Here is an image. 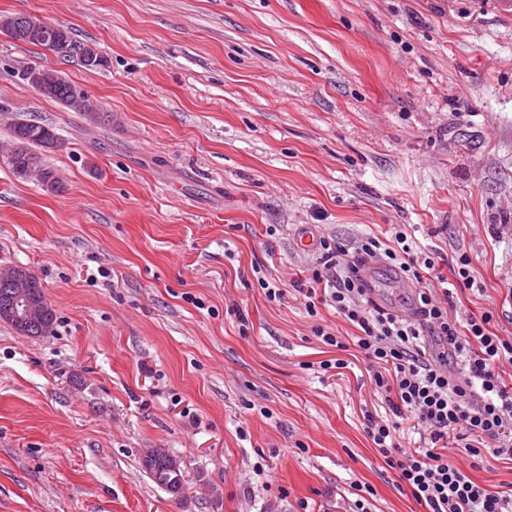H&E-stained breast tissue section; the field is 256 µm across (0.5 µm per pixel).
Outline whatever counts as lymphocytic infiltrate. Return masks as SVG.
<instances>
[{"label": "lymphocytic infiltrate", "mask_w": 512, "mask_h": 512, "mask_svg": "<svg viewBox=\"0 0 512 512\" xmlns=\"http://www.w3.org/2000/svg\"><path fill=\"white\" fill-rule=\"evenodd\" d=\"M318 252L316 268L297 290L309 316L327 304L358 328L348 340L321 325L313 333L324 345L354 347L375 367L376 387L391 395V418H366V433L385 464L426 512H512V489L484 487L447 454L455 439L480 461H512V385L500 373L502 362L512 361V341L492 329L491 313L461 323L446 306L453 297L448 280L473 286L470 258L460 256L448 274L437 273L433 256L416 252L400 227L386 239L364 235L352 251L324 238ZM371 261L417 284L413 318L373 299L364 275ZM407 420L427 432L425 447L402 448L397 434Z\"/></svg>", "instance_id": "f902f5d3"}]
</instances>
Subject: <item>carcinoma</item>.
Here are the masks:
<instances>
[{"instance_id":"1","label":"carcinoma","mask_w":512,"mask_h":512,"mask_svg":"<svg viewBox=\"0 0 512 512\" xmlns=\"http://www.w3.org/2000/svg\"><path fill=\"white\" fill-rule=\"evenodd\" d=\"M0 32L16 42H23L50 51L61 60H83V53L91 52L94 47L76 40L70 28L65 27L58 32L54 29L43 28L41 19L31 15H0ZM41 88L39 92L58 101L60 104L78 111L91 112L101 121L107 120V115L90 108L87 97L77 99L76 94L82 93L71 82L55 70L42 69ZM14 149L9 156V165L19 177H26L38 172L39 177L48 182L52 171L43 167L41 157L34 151L38 147L45 152L58 149L62 142L53 128L40 123H17L12 128ZM17 295L13 280L0 279V311L12 306ZM55 316L50 306H45L43 312L28 320L19 332L27 336H45L53 329ZM151 479L159 486L171 492H177L183 487L184 475L180 463L163 449L157 448L150 452L144 460Z\"/></svg>"}]
</instances>
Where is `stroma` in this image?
I'll return each mask as SVG.
<instances>
[{
	"label": "stroma",
	"mask_w": 512,
	"mask_h": 512,
	"mask_svg": "<svg viewBox=\"0 0 512 512\" xmlns=\"http://www.w3.org/2000/svg\"><path fill=\"white\" fill-rule=\"evenodd\" d=\"M94 45L87 69L0 33V270L55 313L0 320V512H425L368 438L391 417L357 330L309 316L304 230L352 247L407 225L440 269L468 255L457 320L512 338V0H0ZM58 71L109 123L39 94ZM54 128L59 188L7 165ZM276 234H268V227ZM280 281L268 300L257 278ZM375 298L415 286L377 265ZM341 359L342 369H322ZM165 449L177 493L143 463ZM263 474H256V466ZM29 280V291L30 294L40 300L45 302V307L43 312L30 319L38 310V305L33 304L24 292H20L17 295V288H14L15 283L12 279H0V311L11 307L14 299L16 298V304L13 307V317L19 320L21 323H25L21 328H17L12 322L8 319H4V321L10 323L14 326L19 332L27 336H45L50 333L53 329V325L55 322V316L46 302L45 295L42 289V286L38 279L31 275ZM17 295V297H16Z\"/></svg>",
	"instance_id": "obj_1"
}]
</instances>
